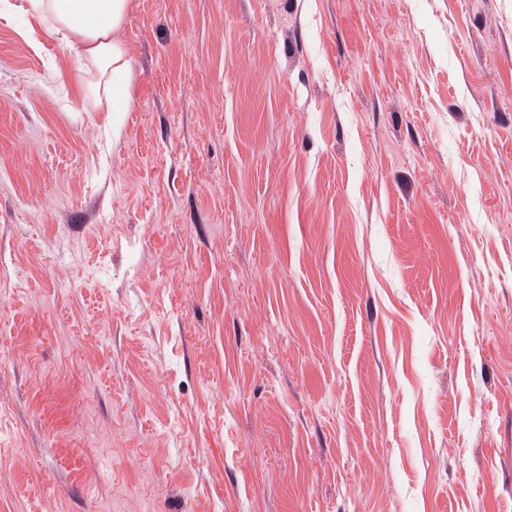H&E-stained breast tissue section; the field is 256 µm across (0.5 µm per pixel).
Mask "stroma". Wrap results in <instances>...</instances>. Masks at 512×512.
<instances>
[{"label":"stroma","instance_id":"35a3bbf8","mask_svg":"<svg viewBox=\"0 0 512 512\" xmlns=\"http://www.w3.org/2000/svg\"><path fill=\"white\" fill-rule=\"evenodd\" d=\"M0 19V512H512V0H130L129 108Z\"/></svg>","mask_w":512,"mask_h":512}]
</instances>
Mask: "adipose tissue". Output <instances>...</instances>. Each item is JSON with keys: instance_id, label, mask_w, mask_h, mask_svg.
Segmentation results:
<instances>
[{"instance_id": "obj_1", "label": "adipose tissue", "mask_w": 512, "mask_h": 512, "mask_svg": "<svg viewBox=\"0 0 512 512\" xmlns=\"http://www.w3.org/2000/svg\"><path fill=\"white\" fill-rule=\"evenodd\" d=\"M130 0H5L0 17H29L59 34L79 61L96 73L91 93H104L113 111L127 109L124 86L132 60L121 37Z\"/></svg>"}]
</instances>
